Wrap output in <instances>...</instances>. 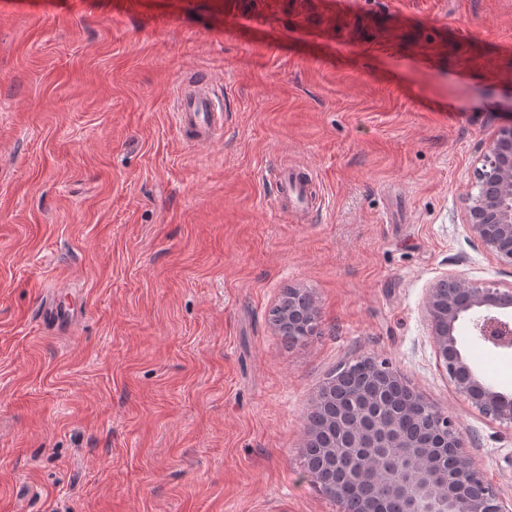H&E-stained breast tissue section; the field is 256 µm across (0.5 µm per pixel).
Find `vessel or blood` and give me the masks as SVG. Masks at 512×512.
<instances>
[{
  "mask_svg": "<svg viewBox=\"0 0 512 512\" xmlns=\"http://www.w3.org/2000/svg\"><path fill=\"white\" fill-rule=\"evenodd\" d=\"M175 120L180 131L193 143L214 141L222 125L216 120L212 87L195 84L192 91L180 92L175 105ZM309 171L305 168H282L276 179V205L280 210L302 216L308 206Z\"/></svg>",
  "mask_w": 512,
  "mask_h": 512,
  "instance_id": "b4317fda",
  "label": "vessel or blood"
}]
</instances>
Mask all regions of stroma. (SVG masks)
Wrapping results in <instances>:
<instances>
[{"mask_svg":"<svg viewBox=\"0 0 512 512\" xmlns=\"http://www.w3.org/2000/svg\"><path fill=\"white\" fill-rule=\"evenodd\" d=\"M199 72L208 145L174 117ZM509 125L512 0H0V512H337L307 415L363 356L512 500V425L457 392L426 310L444 276L512 287L464 225ZM287 164L314 176L303 223ZM292 288L318 305L293 345ZM458 339L512 396V351ZM308 174L309 170L306 168L285 166L276 175V205L286 213L290 208L297 222L308 206Z\"/></svg>","mask_w":512,"mask_h":512,"instance_id":"1","label":"stroma"}]
</instances>
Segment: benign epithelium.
<instances>
[{"label":"benign epithelium","mask_w":512,"mask_h":512,"mask_svg":"<svg viewBox=\"0 0 512 512\" xmlns=\"http://www.w3.org/2000/svg\"><path fill=\"white\" fill-rule=\"evenodd\" d=\"M465 224L473 242L491 252L500 265L512 268V245H503L512 240V125L499 131L483 155ZM426 308L436 353L457 391L484 414L512 424V397L478 379L458 348L457 337L460 321L469 314L483 341L512 350V320L497 315L512 308V289L481 288L461 277H444L430 287ZM316 319L314 299L300 289L288 290V335H310ZM413 397L422 404L438 438L455 447L453 471L435 464L431 449L404 431L398 418L357 395V411L338 433L328 435L327 427H336L334 417L319 428L307 425L308 475L325 486L316 469V463L325 459L347 475L349 485L371 488L382 502L397 505L398 512H512L464 450L456 420L420 394Z\"/></svg>","instance_id":"benign-epithelium-1"}]
</instances>
